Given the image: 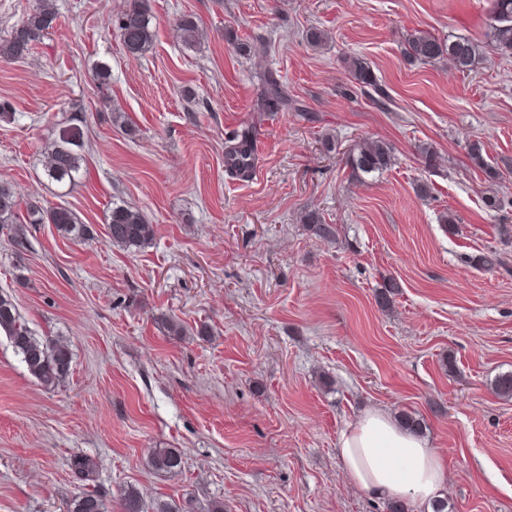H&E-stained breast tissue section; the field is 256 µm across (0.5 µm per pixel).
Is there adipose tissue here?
Instances as JSON below:
<instances>
[{
    "instance_id": "adipose-tissue-1",
    "label": "adipose tissue",
    "mask_w": 512,
    "mask_h": 512,
    "mask_svg": "<svg viewBox=\"0 0 512 512\" xmlns=\"http://www.w3.org/2000/svg\"><path fill=\"white\" fill-rule=\"evenodd\" d=\"M337 454L347 477L375 500L427 506L448 482L436 449L380 409L366 411L342 433Z\"/></svg>"
}]
</instances>
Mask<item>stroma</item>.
Segmentation results:
<instances>
[{"mask_svg": "<svg viewBox=\"0 0 512 512\" xmlns=\"http://www.w3.org/2000/svg\"><path fill=\"white\" fill-rule=\"evenodd\" d=\"M125 3L56 0V25L29 57L0 60V101L13 106L0 179L94 231L77 243L36 224L21 252L0 231V291L37 336L73 352L65 383L47 390L0 335V512H67L85 490L120 512L131 485L192 512L218 501L224 512H386L336 451L374 408L420 419L453 512H512V398L493 389L512 372V239L500 232L512 209L486 204L512 192V58L491 47V0H149L157 38L139 57L103 27ZM183 15L206 32L191 48L175 37ZM313 28L329 35L315 48ZM417 30L477 42L474 70L409 62ZM353 55L385 103L356 93ZM99 62L108 84L91 77ZM270 68L314 122L256 116ZM72 117L90 147L62 189L41 152ZM252 122L260 175L242 180L224 145ZM366 139L394 161L359 179L350 159ZM472 140L500 180L471 160ZM115 203L147 216L150 244L109 245ZM308 209L335 240L299 223ZM488 251L500 266L474 264ZM389 282L384 309L375 295ZM153 448L184 451L182 471H154ZM75 454L95 462L91 479L70 469Z\"/></svg>", "mask_w": 512, "mask_h": 512, "instance_id": "obj_1", "label": "stroma"}]
</instances>
